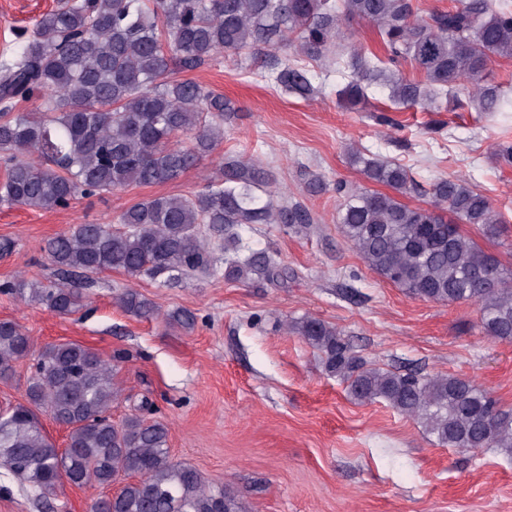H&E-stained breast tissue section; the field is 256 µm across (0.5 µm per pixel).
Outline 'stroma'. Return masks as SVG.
<instances>
[{"instance_id":"obj_1","label":"stroma","mask_w":512,"mask_h":512,"mask_svg":"<svg viewBox=\"0 0 512 512\" xmlns=\"http://www.w3.org/2000/svg\"><path fill=\"white\" fill-rule=\"evenodd\" d=\"M57 0H0V60L10 57L13 33L32 29ZM319 95L303 99L265 79L259 58L245 65L216 57L176 77L193 79L237 106L224 123L213 154L178 179L132 185L80 197L69 207L36 210L0 205V240L14 243L0 256V283L23 276L52 280L57 269L43 250L47 239L75 224L108 223L125 209L157 195H187L214 178L224 159L261 158L273 175L277 202L298 203L315 219L308 228L258 224L243 238L269 249L296 277L283 286L244 284L222 272L178 284L133 279L116 270L74 277L86 305L59 316L0 294V320L22 326L34 352L77 342L109 359L124 353L116 381L121 398L113 420L153 403L169 428L175 460L224 484L244 512H512V455L465 452L438 445L416 420L387 403H361L328 374L321 353L283 322L305 315L340 330L355 351L384 369L455 375L488 390L512 408V342L486 336L470 303L439 304L406 294L382 278L343 236L344 200L333 189L307 195L301 168L367 188L349 161L354 148L405 165L416 184L405 195L423 205L440 177H461L491 201L505 222L499 237L470 224L463 234L512 264V165L495 156L512 144V112L485 113L470 103L444 112L403 111L386 91L365 107H342L341 75L326 71ZM136 289L156 312L137 318L118 304ZM195 312L193 328L167 323L168 312ZM116 486L64 485L43 501L0 464V512H91Z\"/></svg>"}]
</instances>
